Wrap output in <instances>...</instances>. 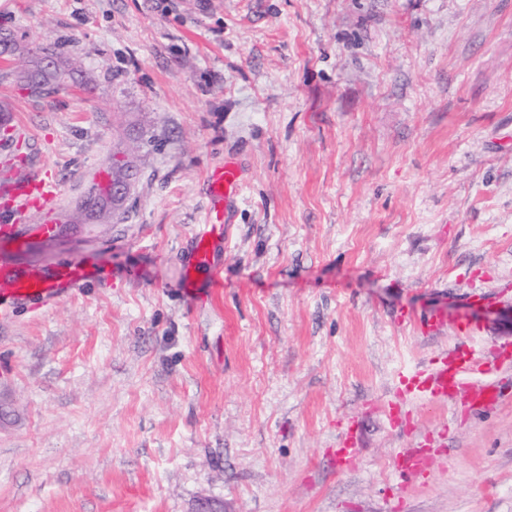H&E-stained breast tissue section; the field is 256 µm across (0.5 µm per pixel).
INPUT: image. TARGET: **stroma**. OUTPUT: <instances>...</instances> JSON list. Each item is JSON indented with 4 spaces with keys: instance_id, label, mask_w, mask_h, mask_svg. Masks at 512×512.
<instances>
[{
    "instance_id": "stroma-1",
    "label": "stroma",
    "mask_w": 512,
    "mask_h": 512,
    "mask_svg": "<svg viewBox=\"0 0 512 512\" xmlns=\"http://www.w3.org/2000/svg\"><path fill=\"white\" fill-rule=\"evenodd\" d=\"M5 34L0 120L60 215L118 144L139 173L117 222L0 245V266L103 272L0 324V512H512V402L396 393L455 346L512 377V0H0ZM49 43L94 92L21 89ZM229 159L224 294L194 304L205 175ZM418 446L430 468L400 476ZM356 426L357 422L354 421L349 426L347 432L336 439V448H330L331 455L341 467L351 465L359 454V448H357L354 436ZM431 462L427 448H410L398 456L396 471L401 476L416 477L426 473Z\"/></svg>"
}]
</instances>
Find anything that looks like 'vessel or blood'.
<instances>
[{"label":"vessel or blood","mask_w":512,"mask_h":512,"mask_svg":"<svg viewBox=\"0 0 512 512\" xmlns=\"http://www.w3.org/2000/svg\"><path fill=\"white\" fill-rule=\"evenodd\" d=\"M241 188L240 171L234 161L215 168L206 176L210 198L209 227L194 240L193 261L182 279V293L194 299L197 273L208 270L212 278L209 294L220 299L224 280L213 258L224 242V205ZM61 192L59 182L38 168H28L23 158L0 159V241L26 246L33 237H51L57 232L59 217L55 203ZM97 275L92 263L75 258L50 268H0V296L12 302L48 305L67 295ZM398 392L407 400H452L464 396L469 411L481 413L512 399V383L490 376L485 358L476 352L449 350L435 361L400 374ZM337 464L351 465L359 454L353 432L336 440L331 451ZM432 458L427 449L410 448L396 461L397 472L405 477L426 473Z\"/></svg>","instance_id":"vessel-or-blood-1"}]
</instances>
